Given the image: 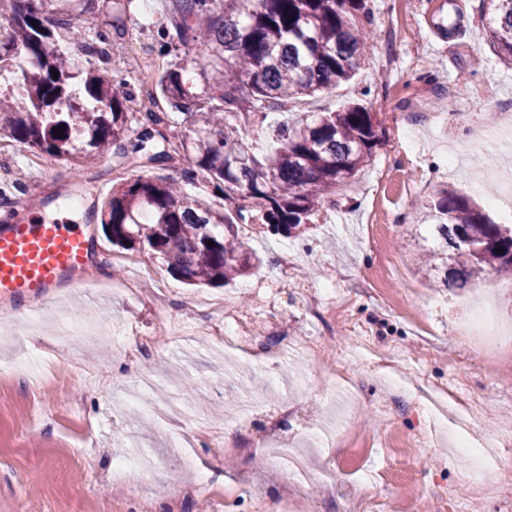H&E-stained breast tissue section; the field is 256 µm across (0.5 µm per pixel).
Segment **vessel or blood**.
Instances as JSON below:
<instances>
[{
    "label": "vessel or blood",
    "mask_w": 512,
    "mask_h": 512,
    "mask_svg": "<svg viewBox=\"0 0 512 512\" xmlns=\"http://www.w3.org/2000/svg\"><path fill=\"white\" fill-rule=\"evenodd\" d=\"M89 240L76 225L47 220L38 207L0 223V294L25 301L45 295L85 264Z\"/></svg>",
    "instance_id": "b4317fda"
}]
</instances>
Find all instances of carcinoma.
Here are the masks:
<instances>
[{"instance_id":"obj_1","label":"carcinoma","mask_w":512,"mask_h":512,"mask_svg":"<svg viewBox=\"0 0 512 512\" xmlns=\"http://www.w3.org/2000/svg\"><path fill=\"white\" fill-rule=\"evenodd\" d=\"M487 8L490 42L512 64V0H488ZM89 11L84 0H0V18L10 23L0 57L16 52L29 60L21 76L27 107L17 109L0 92V126L15 142L78 170L109 151L123 164L140 159L152 134L133 138L143 122L171 127L165 112L133 115L134 90L114 84L105 67L80 69L64 51L60 32L87 38L94 28ZM371 22L369 0H169L154 26L166 45L193 51L195 77L172 63L157 89L189 127L179 140L190 165L183 181L204 179L224 207L211 208L166 179L122 180L101 204L106 237L122 249L160 256L189 285L222 286L261 265L238 225L251 220L296 236L369 162L379 123L357 102L289 118L262 155L249 143L253 123L294 98L345 84L370 65ZM77 78L84 98L74 100ZM423 222L431 223L438 245L418 260L427 270H444V286L467 288L488 272L512 273V224L494 223L466 196L439 187Z\"/></svg>"}]
</instances>
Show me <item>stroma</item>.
Instances as JSON below:
<instances>
[{
	"instance_id": "obj_1",
	"label": "stroma",
	"mask_w": 512,
	"mask_h": 512,
	"mask_svg": "<svg viewBox=\"0 0 512 512\" xmlns=\"http://www.w3.org/2000/svg\"><path fill=\"white\" fill-rule=\"evenodd\" d=\"M373 63L338 88L300 100L290 116L357 101L376 112L382 137L357 176L286 238L240 225L261 269L224 287H190L153 259L157 279L138 293L80 284L70 276L29 307V331L8 321L0 297V512H512V486L471 476L452 433L475 429L491 456L512 459V291L495 274L447 288L421 271L417 209L442 184L495 223L512 211V68L487 37L482 0H371ZM497 104L486 109L479 93ZM453 102L455 128L428 124L413 103ZM488 145L475 151V134ZM17 189V214L39 197L50 213L96 242L85 264L105 281L136 277L99 221L97 186L118 177L111 158L74 170L37 165L20 146L0 153ZM287 256L281 269L277 259ZM203 296L224 298L251 318L236 349L202 335ZM494 307L500 335L483 349L457 336L460 321ZM60 319L93 323L86 336L57 335ZM167 344L154 346L155 337ZM292 339L278 367L262 350ZM322 346V368L300 342ZM184 393L203 410L223 408L208 430L182 436L181 423L146 410L155 393ZM281 422L284 450H234ZM126 458L127 477H113ZM154 481L140 486L139 472ZM343 484L328 500L325 485Z\"/></svg>"
}]
</instances>
